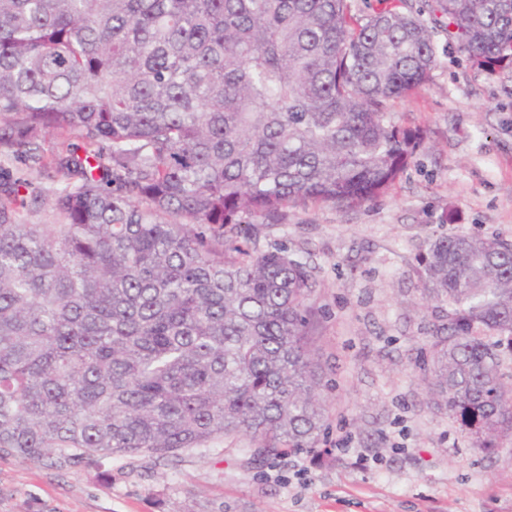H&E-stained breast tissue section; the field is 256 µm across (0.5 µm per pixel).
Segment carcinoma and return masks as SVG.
Wrapping results in <instances>:
<instances>
[{
  "label": "carcinoma",
  "instance_id": "obj_1",
  "mask_svg": "<svg viewBox=\"0 0 512 512\" xmlns=\"http://www.w3.org/2000/svg\"><path fill=\"white\" fill-rule=\"evenodd\" d=\"M0 0V453L64 467L249 438L314 450L328 416L308 261L260 245L297 205L356 207L425 142L388 101L437 65L512 68V0ZM51 136L69 141L46 157ZM30 219H23V215ZM424 369L471 447L512 444V243L419 258ZM5 176H10L13 179L15 178H28L31 184L27 188H21V193L29 196L32 191L42 193L52 188L53 186H57L58 184L64 181V176L61 173H57L53 170H50V176L47 177L46 174L32 172L28 173L26 171V167L23 161L19 159H14L8 164L2 166L1 178Z\"/></svg>",
  "mask_w": 512,
  "mask_h": 512
}]
</instances>
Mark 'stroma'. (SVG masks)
<instances>
[{"label":"stroma","instance_id":"1","mask_svg":"<svg viewBox=\"0 0 512 512\" xmlns=\"http://www.w3.org/2000/svg\"><path fill=\"white\" fill-rule=\"evenodd\" d=\"M429 80L391 104L427 139L352 209H289L264 230L315 266L318 355L331 387L322 453L251 468L242 441L172 461L88 465L0 457V512H512V451L470 446L422 379L441 315L417 255L455 235L512 242V69H474L436 33Z\"/></svg>","mask_w":512,"mask_h":512}]
</instances>
